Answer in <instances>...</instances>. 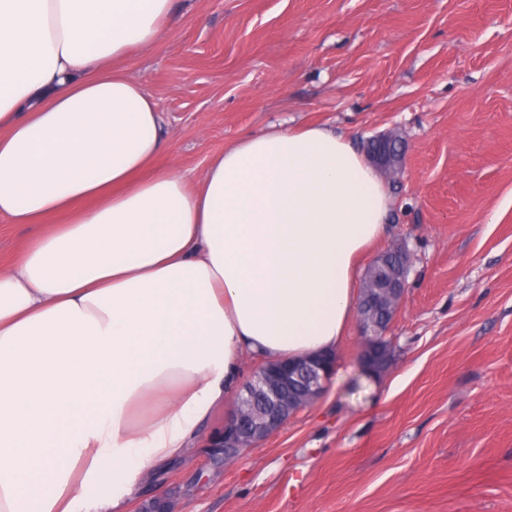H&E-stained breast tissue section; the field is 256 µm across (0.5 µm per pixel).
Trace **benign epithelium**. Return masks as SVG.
<instances>
[{
	"mask_svg": "<svg viewBox=\"0 0 512 512\" xmlns=\"http://www.w3.org/2000/svg\"><path fill=\"white\" fill-rule=\"evenodd\" d=\"M370 154L385 172L397 171L405 160L403 150H392L386 134L372 141ZM411 266L412 254L400 242L377 255L368 268L366 289L354 306L364 356L383 360L392 352L393 337L376 330L373 319L380 316L393 323L405 298ZM335 362V356L319 354L261 364L243 382L234 413L224 421L220 435L207 443L209 457L225 467L242 451L279 432L325 392Z\"/></svg>",
	"mask_w": 512,
	"mask_h": 512,
	"instance_id": "benign-epithelium-1",
	"label": "benign epithelium"
}]
</instances>
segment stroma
<instances>
[{
    "mask_svg": "<svg viewBox=\"0 0 512 512\" xmlns=\"http://www.w3.org/2000/svg\"><path fill=\"white\" fill-rule=\"evenodd\" d=\"M194 177L270 125L406 146L381 253L406 242L396 356L350 326L327 392L218 468L202 448L141 480L173 512H512V0H175L121 63Z\"/></svg>",
    "mask_w": 512,
    "mask_h": 512,
    "instance_id": "obj_1",
    "label": "stroma"
}]
</instances>
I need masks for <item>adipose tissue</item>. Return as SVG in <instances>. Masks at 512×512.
I'll return each instance as SVG.
<instances>
[{"instance_id":"obj_1","label":"adipose tissue","mask_w":512,"mask_h":512,"mask_svg":"<svg viewBox=\"0 0 512 512\" xmlns=\"http://www.w3.org/2000/svg\"><path fill=\"white\" fill-rule=\"evenodd\" d=\"M173 0H0V221L38 234L0 268V512H129L185 455L244 361L341 347L386 184L311 123L241 138L195 180L117 63Z\"/></svg>"}]
</instances>
